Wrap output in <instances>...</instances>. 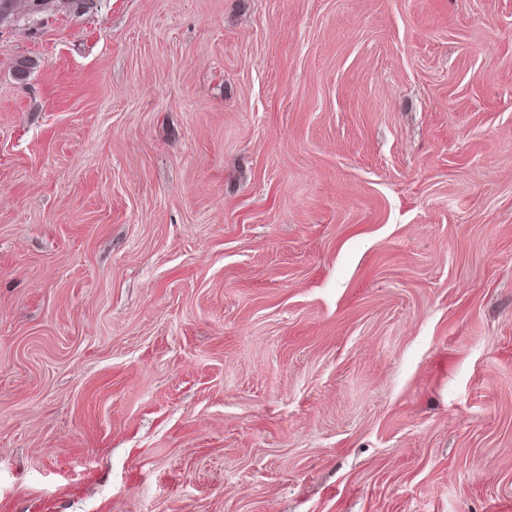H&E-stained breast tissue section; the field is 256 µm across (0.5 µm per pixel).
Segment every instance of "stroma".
Wrapping results in <instances>:
<instances>
[{
    "label": "stroma",
    "instance_id": "stroma-1",
    "mask_svg": "<svg viewBox=\"0 0 512 512\" xmlns=\"http://www.w3.org/2000/svg\"><path fill=\"white\" fill-rule=\"evenodd\" d=\"M0 512H512V0L1 22Z\"/></svg>",
    "mask_w": 512,
    "mask_h": 512
}]
</instances>
